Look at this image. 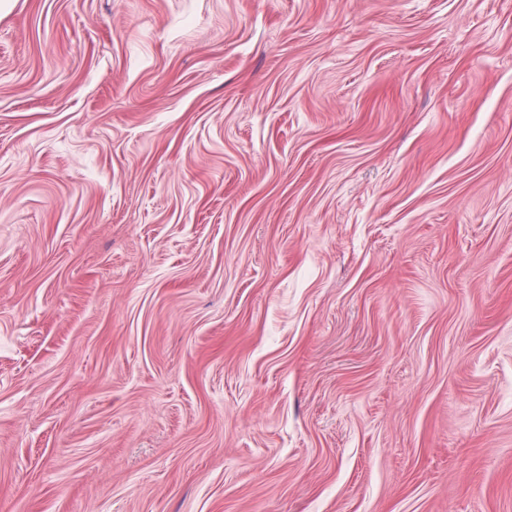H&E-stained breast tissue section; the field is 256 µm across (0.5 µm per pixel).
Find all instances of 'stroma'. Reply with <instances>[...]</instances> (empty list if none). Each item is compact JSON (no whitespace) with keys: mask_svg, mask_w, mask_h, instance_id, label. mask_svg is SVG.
I'll list each match as a JSON object with an SVG mask.
<instances>
[{"mask_svg":"<svg viewBox=\"0 0 512 512\" xmlns=\"http://www.w3.org/2000/svg\"><path fill=\"white\" fill-rule=\"evenodd\" d=\"M0 512H512V0H6Z\"/></svg>","mask_w":512,"mask_h":512,"instance_id":"stroma-1","label":"stroma"}]
</instances>
